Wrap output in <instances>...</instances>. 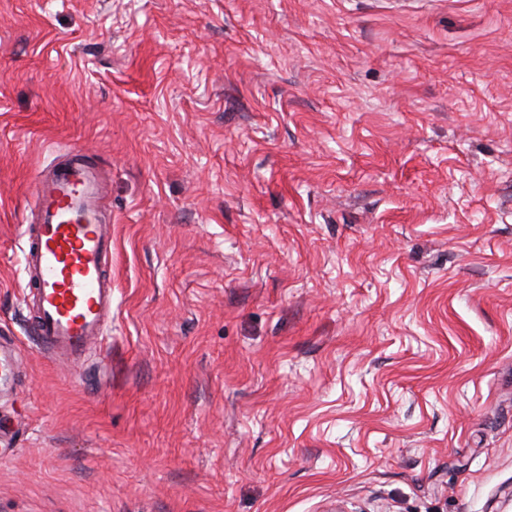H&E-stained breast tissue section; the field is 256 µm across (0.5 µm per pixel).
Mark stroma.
<instances>
[{
    "instance_id": "1",
    "label": "stroma",
    "mask_w": 512,
    "mask_h": 512,
    "mask_svg": "<svg viewBox=\"0 0 512 512\" xmlns=\"http://www.w3.org/2000/svg\"><path fill=\"white\" fill-rule=\"evenodd\" d=\"M96 163L103 336L28 333ZM0 512H512V0H0ZM38 221L28 227L23 271L32 288L29 332L54 356L80 357L103 335L112 308V232L103 183L79 154L34 183Z\"/></svg>"
}]
</instances>
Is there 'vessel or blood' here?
Returning <instances> with one entry per match:
<instances>
[{
    "label": "vessel or blood",
    "instance_id": "b4317fda",
    "mask_svg": "<svg viewBox=\"0 0 512 512\" xmlns=\"http://www.w3.org/2000/svg\"><path fill=\"white\" fill-rule=\"evenodd\" d=\"M103 197L98 168L78 154L35 178L38 221L27 230L23 258L32 288L29 332L66 360L102 335L112 306V232L102 217Z\"/></svg>",
    "mask_w": 512,
    "mask_h": 512
}]
</instances>
